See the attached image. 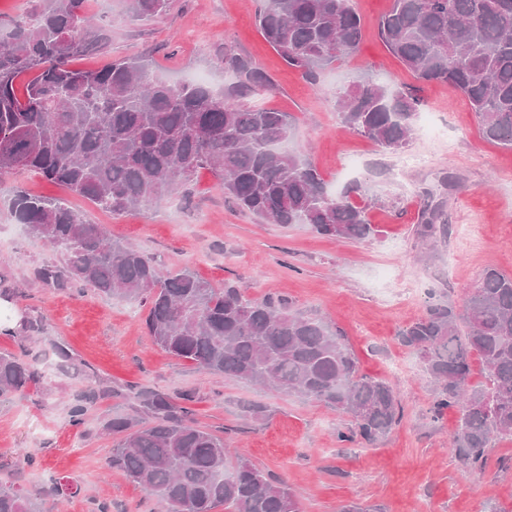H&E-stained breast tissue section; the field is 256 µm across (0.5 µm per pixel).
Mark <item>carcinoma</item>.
I'll use <instances>...</instances> for the list:
<instances>
[{"label": "carcinoma", "mask_w": 512, "mask_h": 512, "mask_svg": "<svg viewBox=\"0 0 512 512\" xmlns=\"http://www.w3.org/2000/svg\"><path fill=\"white\" fill-rule=\"evenodd\" d=\"M86 0H40L0 42V175L38 174L114 214L148 210L213 173L238 206L275 224H307L320 236L376 235L364 186L329 193L317 169L288 147L293 117L245 102L268 90L251 60L224 52L236 82L213 91L170 82L146 60H116L95 72L70 66L107 40ZM135 19L164 13L170 0H128ZM265 40L307 79L341 61L361 40L349 0H259ZM388 50L421 83L464 94L485 140L512 150V0H393L379 23ZM419 88L392 90L366 80L339 95L349 129L398 152L406 147ZM12 211L26 232L63 255L38 266L34 279L55 291L90 288L149 304L153 342L199 369L311 400L350 418L341 442H374L402 417L396 390L359 371L341 333L282 298L249 299L232 285L215 288L188 268L162 276L154 259L112 239L64 200L15 195ZM438 210L428 205L414 229L431 241ZM435 386L434 418L459 414L458 458L473 472L488 449L512 439V275L488 267L457 308L439 299L400 332ZM478 357L484 381H469ZM43 373L35 361L0 352V397L23 395ZM112 389L77 394L69 407L81 426L90 406ZM145 418L104 424L115 441L109 465L151 496L160 512H300L285 481L239 456L224 436L196 426L192 410L167 395H136ZM21 489L0 485V512H34Z\"/></svg>", "instance_id": "obj_1"}]
</instances>
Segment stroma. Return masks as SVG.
Masks as SVG:
<instances>
[{
  "label": "stroma",
  "mask_w": 512,
  "mask_h": 512,
  "mask_svg": "<svg viewBox=\"0 0 512 512\" xmlns=\"http://www.w3.org/2000/svg\"><path fill=\"white\" fill-rule=\"evenodd\" d=\"M350 5L360 16L362 39L312 82L264 40L255 0H172L162 16L140 21L128 16L125 0H87L110 38L103 50L77 59V67L146 57L153 74L177 82L203 72L221 90L233 81L221 61L225 49L247 56L273 85L256 104L293 116L290 149L307 157L333 192L353 181L364 185L375 201L369 219L379 233L336 240L305 224L258 221L207 170L156 207L122 215L36 176H0V291L17 292L8 303L10 331L0 333V352L38 359L48 377L25 396L0 400V483L34 494L40 512H98L103 501L110 512H154L147 493L107 465L113 439L102 431L111 418L135 416L132 395L143 388L176 399L190 395L197 424L286 481L301 512H340L347 505L363 512H512V442L489 449L483 472L465 468L449 448L457 413L433 419V387L400 339L423 315L429 289L459 305L486 267L512 273V151L483 138L469 101L446 84L423 85L403 151H384L346 127L336 101L352 83L415 82L378 35L392 0ZM425 190L442 205L449 226L426 257L414 234ZM21 191L63 198L112 239L152 256L161 272L188 267L214 286L229 282L250 298H284L332 324L361 371L399 392L400 423L372 443L338 441L337 432L350 425L347 416L206 373L166 353L146 330L147 303L35 285V267L62 256L17 222L11 201ZM34 318L45 319L46 328L28 341L21 324ZM57 343L74 357L68 371L56 367ZM99 379L112 395L96 401L83 426H73V396ZM252 404L263 407L262 416L248 413ZM23 451L36 463L18 472L13 463ZM57 479L68 484L67 495L50 494Z\"/></svg>",
  "instance_id": "1"
}]
</instances>
